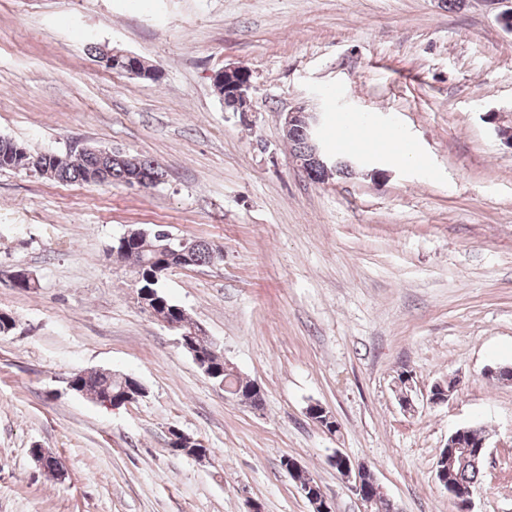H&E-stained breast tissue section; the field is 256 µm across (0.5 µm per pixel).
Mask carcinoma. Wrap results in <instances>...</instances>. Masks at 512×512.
Here are the masks:
<instances>
[{"mask_svg": "<svg viewBox=\"0 0 512 512\" xmlns=\"http://www.w3.org/2000/svg\"><path fill=\"white\" fill-rule=\"evenodd\" d=\"M50 167L51 174L46 179L57 183H91V178L97 171H106L109 183L126 185L137 182L145 189L152 188L163 182L166 172L162 166L145 157L133 156V161L127 160V155L116 154L112 157L103 156L95 151L82 150L79 154L66 158L58 157L56 153H32L24 145L8 138L0 137V169H13L25 173L34 170L37 162ZM215 247L204 241H196L195 250L187 258L170 255L165 259L155 256L150 251H142L137 246L126 249L118 248L121 258L140 268L142 288L154 296L156 315L163 318H175L187 325L193 324L186 311L173 303L162 290V279L156 277V269L164 265L166 269L202 266L209 263ZM81 387L96 396L117 392L120 383L116 375L109 371L76 372ZM483 457H477L473 462L461 468H453L454 482L462 485H475L482 476Z\"/></svg>", "mask_w": 512, "mask_h": 512, "instance_id": "1", "label": "carcinoma"}]
</instances>
